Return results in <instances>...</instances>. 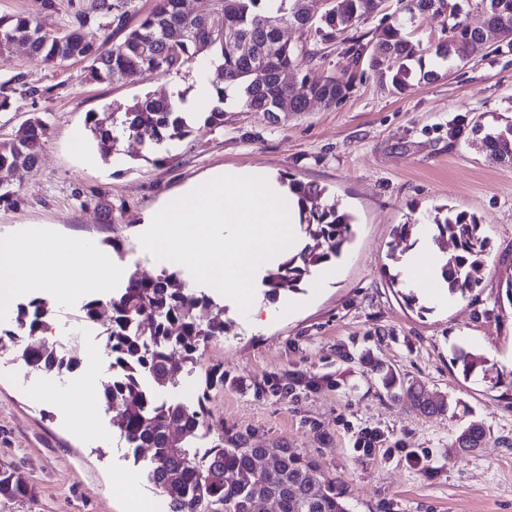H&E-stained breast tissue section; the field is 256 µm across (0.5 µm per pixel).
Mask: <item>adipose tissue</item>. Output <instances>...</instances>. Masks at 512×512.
I'll use <instances>...</instances> for the list:
<instances>
[{
    "instance_id": "adipose-tissue-1",
    "label": "adipose tissue",
    "mask_w": 512,
    "mask_h": 512,
    "mask_svg": "<svg viewBox=\"0 0 512 512\" xmlns=\"http://www.w3.org/2000/svg\"><path fill=\"white\" fill-rule=\"evenodd\" d=\"M46 242L39 233L0 241V307L20 295L54 286L74 268L81 274L83 287L100 293L130 278L128 269L90 241L62 242L48 258L43 255ZM442 265L433 231L424 228L420 241L406 255L403 276L410 287L423 289L441 307L448 303L447 292L437 285Z\"/></svg>"
}]
</instances>
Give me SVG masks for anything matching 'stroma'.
<instances>
[{
    "label": "stroma",
    "instance_id": "obj_1",
    "mask_svg": "<svg viewBox=\"0 0 512 512\" xmlns=\"http://www.w3.org/2000/svg\"><path fill=\"white\" fill-rule=\"evenodd\" d=\"M93 3L0 0V15L46 19L60 35L79 26L119 42L120 32ZM380 23L373 17L332 41L293 26L282 27L281 36L317 51L300 72L338 76ZM192 71L188 64L95 82L85 60L52 64L22 46L0 54V86L10 101L0 109V142L28 121L49 125L37 162L10 177L0 238L39 229L58 239H92L132 274L151 278L159 269L136 245L144 215L211 171L268 168L281 180L324 188L327 202L354 218L338 277L314 293L301 288V308L260 327L242 324L235 306L225 304L223 336L202 349L199 368L181 372L163 398L195 404L205 367L220 363L228 379L211 391L209 407L225 431L247 434L256 447L281 444L311 457L340 481L350 512H512V304L504 296L512 280V162L492 159L483 144L486 132L512 123V45L495 43L435 81L411 78L401 92L362 63L336 108L314 103L272 119L229 103L223 124L176 143L165 161L127 137L121 167L103 159L86 165L73 134L86 131L87 113L108 124L134 99L191 92ZM444 206L480 220L487 239L481 280L448 308L407 306L403 287L384 273L393 229L433 223ZM61 290L69 292L67 302L56 299ZM61 290L43 298L56 321L74 324L83 336L73 373L29 370L20 345L0 338V468L33 488L28 498H0V512H129L116 482L124 474L137 476V496L149 512H163L164 497L128 456L103 398L111 369L87 375L92 352L105 346L102 326L78 319L89 294L72 278ZM341 347L351 360L338 357ZM458 348L483 354V370L463 379L452 360ZM365 352L402 380L447 397V412L426 418L405 396H391L362 361ZM297 372L328 374L340 386L277 396L257 390L269 376ZM83 417L87 436L75 428ZM473 422L489 432L487 443L449 458L455 436ZM365 428L387 439L369 456L355 449Z\"/></svg>",
    "mask_w": 512,
    "mask_h": 512
}]
</instances>
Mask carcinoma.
Here are the masks:
<instances>
[{"label": "carcinoma", "mask_w": 512, "mask_h": 512, "mask_svg": "<svg viewBox=\"0 0 512 512\" xmlns=\"http://www.w3.org/2000/svg\"><path fill=\"white\" fill-rule=\"evenodd\" d=\"M317 0H203L200 10L189 15L181 0H155L152 9L134 26L127 19L137 14L133 0H96L94 10L112 18L123 38L116 44L97 42L81 29L62 36L43 32V25L18 15L0 16V53L9 51L16 39L29 41L31 53L49 63L69 59L91 62L94 81H118L140 71L169 73L178 71L203 53L218 67L212 80L218 106L204 124L218 125L223 117L220 105L228 100V90L236 92L237 102L251 112H277V104L288 101V111L305 112L313 102L328 109L339 106L348 96L354 76H323L306 73L301 80L288 83L282 74L298 63L308 62L314 51L292 48L282 41L279 27L315 28L330 39L351 30L378 14V0H330L319 9ZM483 10L494 39L512 44V0H474ZM448 0H406L402 15L373 32L367 53L368 67L391 78V86L401 91L418 67L423 79L438 75L425 69L419 50L406 36L407 19L417 14L439 13ZM180 30L184 38L174 49L162 34ZM487 49L482 28L471 27L465 16L450 14L448 37L429 49L440 67L472 59ZM90 131L103 159L120 152L121 140L136 138L157 154L175 141L195 132L189 113L180 111L172 99L157 100L147 95L119 113L112 126L97 122L89 114ZM47 124L36 119L19 128L11 142L0 146V185L20 166L32 165ZM490 155L512 162V124L494 129L484 136ZM298 195L301 228L317 241L316 248L304 251L285 262L264 279L265 295L271 299L286 291H297L310 269L341 254L351 238L352 217L334 204L322 202L325 191L314 185L292 184ZM436 240L448 250L441 277L454 295L465 293L478 283L474 277L486 244L482 224L476 216L446 212L435 218ZM419 225L400 224L395 229L401 252L413 247ZM87 322L107 316L106 346L112 358V382L103 391L106 402L116 412L114 424L131 451L133 463L150 450L148 481L167 501L168 512H254L264 502L271 512H349L345 492L334 477L318 472L317 465L284 446L254 448L243 434L224 433V422L207 407L209 392L224 387V364L216 363L204 371V388L192 407L169 403L160 398L159 389L176 382L179 366L172 362L178 352L185 366H195L199 351L213 339L224 336V308L204 292L194 294L179 282L175 273L163 269L151 279L129 278L125 288L108 300L90 299L82 307ZM53 314L46 301L34 298L20 308L16 329L4 334L23 346V360L34 371L63 377L78 365L76 347L58 355L43 354L40 334L50 327ZM453 360L464 378L476 374L484 358L463 348L454 351ZM385 389L401 390L423 416L431 417L448 409L447 401L433 400L424 388L404 385L392 370L384 377ZM295 383L271 376L259 385L258 392L276 396L293 392ZM212 436V445L199 454L189 441L198 433ZM487 431L470 424L455 437L448 458L459 457L461 448H480ZM31 488L0 471V496L25 498Z\"/></svg>", "instance_id": "1"}]
</instances>
